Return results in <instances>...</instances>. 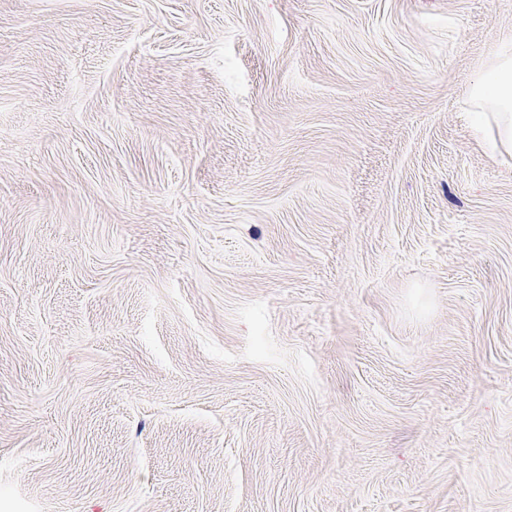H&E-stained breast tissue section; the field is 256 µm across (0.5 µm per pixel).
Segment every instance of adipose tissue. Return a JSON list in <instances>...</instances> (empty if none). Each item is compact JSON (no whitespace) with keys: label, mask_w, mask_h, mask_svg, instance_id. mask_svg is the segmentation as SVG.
<instances>
[{"label":"adipose tissue","mask_w":512,"mask_h":512,"mask_svg":"<svg viewBox=\"0 0 512 512\" xmlns=\"http://www.w3.org/2000/svg\"><path fill=\"white\" fill-rule=\"evenodd\" d=\"M467 127L491 156L512 155V42L503 41L470 89Z\"/></svg>","instance_id":"obj_1"}]
</instances>
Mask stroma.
<instances>
[{
  "mask_svg": "<svg viewBox=\"0 0 512 512\" xmlns=\"http://www.w3.org/2000/svg\"><path fill=\"white\" fill-rule=\"evenodd\" d=\"M512 0H0V512H512ZM465 113L473 141L493 157L512 155V42L503 41L470 89Z\"/></svg>",
  "mask_w": 512,
  "mask_h": 512,
  "instance_id": "obj_1",
  "label": "stroma"
}]
</instances>
